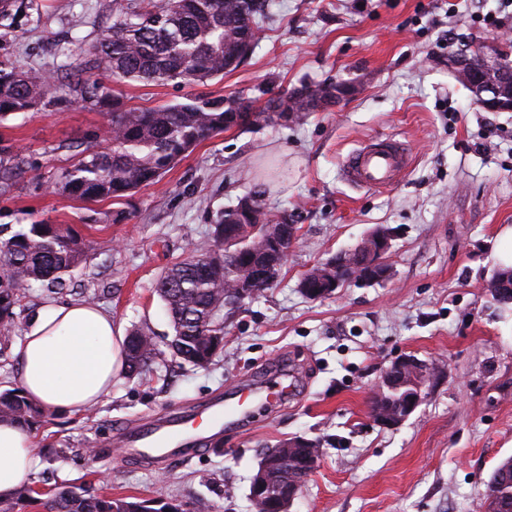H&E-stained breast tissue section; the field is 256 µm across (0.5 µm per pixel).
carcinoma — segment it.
<instances>
[{
    "mask_svg": "<svg viewBox=\"0 0 512 512\" xmlns=\"http://www.w3.org/2000/svg\"><path fill=\"white\" fill-rule=\"evenodd\" d=\"M270 0H112V29L93 48L82 50L77 62L58 65L60 76L51 80L40 71L0 66V120L38 110H59L73 102L111 114L116 131L112 147L87 148L77 163L54 183L59 192L84 201L119 200L136 188L158 182L163 174L201 142L232 128L245 118L271 119L275 105L290 112H313L328 103L330 87L304 85L286 97L270 98L262 110L238 97H198L189 102L153 108L131 107L124 97L97 78L106 70L117 81L163 85L168 82L204 83L236 69L244 57L234 55L246 35V22L255 26L266 18ZM24 166L11 147L0 146V182L8 181ZM284 224L271 214L262 193L253 191L216 217L208 236L192 244L190 254L174 262L157 280L156 292L165 305L176 343L171 357L195 368L209 366L224 348V267L244 256L224 248L225 225L252 222ZM89 258L75 234L57 224L36 222L13 231L0 225V323L10 328L0 336L9 340L17 322L20 291L33 282L61 288L66 277ZM150 333L134 329L125 339L124 373L140 376L157 353L148 348ZM43 411L21 388L0 391V422L32 427ZM503 485L495 512H512V471L501 474ZM29 486L0 500V512H13L33 498ZM50 512H176L178 504L166 498L114 499L91 495L68 486L44 503Z\"/></svg>",
    "mask_w": 512,
    "mask_h": 512,
    "instance_id": "carcinoma-1",
    "label": "carcinoma"
}]
</instances>
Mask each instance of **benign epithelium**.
<instances>
[{
    "label": "benign epithelium",
    "mask_w": 512,
    "mask_h": 512,
    "mask_svg": "<svg viewBox=\"0 0 512 512\" xmlns=\"http://www.w3.org/2000/svg\"><path fill=\"white\" fill-rule=\"evenodd\" d=\"M481 68L504 78H512V63L500 57L486 56ZM478 105L490 112L512 110V99L501 97L499 87L494 83L484 84L479 89ZM297 240V227L294 224H269L262 237L246 248L252 260L244 265L247 279L236 282L234 288L225 290L224 305L234 306L244 299L257 294L252 285L263 287L276 280L273 271L285 262L288 253ZM392 233L378 227L367 233L353 249L336 254L327 262L313 268L300 281L299 288L311 299H321L332 295L345 282L370 284L383 282L391 276V266L386 255L391 248ZM487 291L500 305L512 295L507 288V280L500 276L491 278L486 284ZM441 372L436 363H428L412 356H401L392 361L384 371L376 388L378 407L372 413L373 420L382 426H398L417 409L425 395L427 381ZM309 440L296 438L291 441L294 456L305 455L304 464L288 474V495L280 496L279 512H289L304 480L317 465L321 449L308 448ZM275 483L266 475V469L256 472L252 478L250 500L258 512H270L267 507L269 491Z\"/></svg>",
    "instance_id": "benign-epithelium-1"
}]
</instances>
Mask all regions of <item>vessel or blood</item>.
I'll list each match as a JSON object with an SVG mask.
<instances>
[{"label":"vessel or blood","instance_id":"obj_1","mask_svg":"<svg viewBox=\"0 0 512 512\" xmlns=\"http://www.w3.org/2000/svg\"><path fill=\"white\" fill-rule=\"evenodd\" d=\"M409 164V153L402 142H370L351 152L343 165L350 185L372 190L396 184ZM288 393V377L269 376L257 388L238 387L228 399H214L198 407L194 416L165 417L152 425L124 432L122 440L129 459L155 466L168 464L192 454L199 442L218 435L224 426L243 421L245 404L254 397L266 403H279Z\"/></svg>","mask_w":512,"mask_h":512}]
</instances>
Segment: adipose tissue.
Segmentation results:
<instances>
[{"instance_id": "ef3b65f1", "label": "adipose tissue", "mask_w": 512, "mask_h": 512, "mask_svg": "<svg viewBox=\"0 0 512 512\" xmlns=\"http://www.w3.org/2000/svg\"><path fill=\"white\" fill-rule=\"evenodd\" d=\"M123 342L104 309L84 302L47 304L14 346L18 385L47 413L95 404L112 387ZM33 454L27 427L0 423V498L12 497L27 479Z\"/></svg>"}]
</instances>
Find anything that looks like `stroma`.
Instances as JSON below:
<instances>
[{"label": "stroma", "instance_id": "stroma-1", "mask_svg": "<svg viewBox=\"0 0 512 512\" xmlns=\"http://www.w3.org/2000/svg\"><path fill=\"white\" fill-rule=\"evenodd\" d=\"M252 55L205 85L119 82L129 105L195 95L236 96L263 108L306 83H347L353 95L298 121L264 120L199 144L159 182L127 199L86 202L51 184L88 145L110 140L106 113L82 104L9 116L0 140L27 165L0 186V224H60L91 247L63 294L36 283L18 309L23 337L48 302L93 299L122 331L150 330L161 353L149 373L117 375L79 413L47 414L34 430L28 484L52 495L76 485L115 498L164 497L190 512H252L250 479L264 448L319 440L322 456L291 512H485L484 491L512 456V306L485 285L512 226V112H489L448 68L478 45L512 57L506 0H275ZM0 19V63L54 73L65 54L91 48L112 24L111 0H16ZM403 141L412 159L393 187L357 190L342 177L350 152ZM259 190L287 214L299 241L280 276L224 311V348L205 369L171 359L172 329L155 281L206 238L216 213ZM122 221H113L114 212ZM394 234L392 277L349 283L313 301L301 277L371 230ZM442 372L415 412L386 428L371 395L397 357ZM295 389L250 425L228 427L195 455L154 468L124 458L119 432L181 412L276 367Z\"/></svg>", "mask_w": 512, "mask_h": 512}]
</instances>
